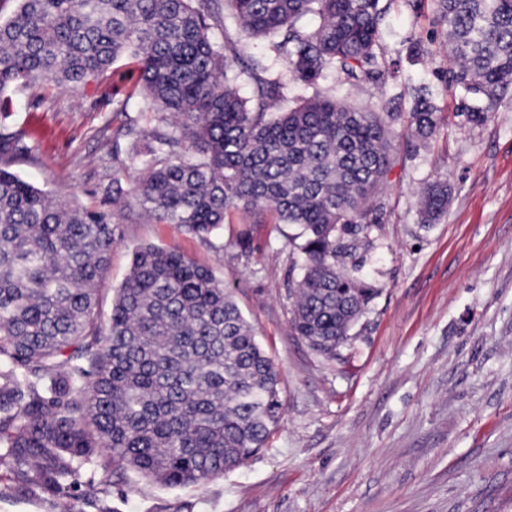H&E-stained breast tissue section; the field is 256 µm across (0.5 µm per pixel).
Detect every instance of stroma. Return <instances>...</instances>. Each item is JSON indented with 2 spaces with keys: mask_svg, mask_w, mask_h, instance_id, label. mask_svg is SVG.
I'll list each match as a JSON object with an SVG mask.
<instances>
[{
  "mask_svg": "<svg viewBox=\"0 0 512 512\" xmlns=\"http://www.w3.org/2000/svg\"><path fill=\"white\" fill-rule=\"evenodd\" d=\"M446 53L432 0H392L377 55L396 81L352 86L330 71L320 82L338 101L379 112L409 111L408 83H426L443 117L415 153L394 141L387 213L361 267L379 293L335 359L290 327L291 226L235 212L206 242L136 208L117 212L103 309L137 245L212 269L281 371L283 418L266 447L185 488L100 458L68 478L66 498L2 459L0 512H512V94L487 121L469 122ZM135 74L126 59L76 94L40 82L9 88L0 135L22 134L28 150L0 155V166L57 198L111 209L113 134ZM440 176L448 210L420 223L417 194Z\"/></svg>",
  "mask_w": 512,
  "mask_h": 512,
  "instance_id": "1",
  "label": "stroma"
}]
</instances>
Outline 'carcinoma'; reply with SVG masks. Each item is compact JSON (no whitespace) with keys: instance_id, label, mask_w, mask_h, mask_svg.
Returning a JSON list of instances; mask_svg holds the SVG:
<instances>
[{"instance_id":"1","label":"carcinoma","mask_w":512,"mask_h":512,"mask_svg":"<svg viewBox=\"0 0 512 512\" xmlns=\"http://www.w3.org/2000/svg\"><path fill=\"white\" fill-rule=\"evenodd\" d=\"M0 20V95L42 81L77 92L120 58L128 99L154 114L116 131L141 174L124 190L112 152V211L61 201L0 167V459L58 494L97 457L166 487L221 477L264 448L282 416L281 373L213 270L174 249H134L108 317L99 285L116 212L132 205L208 241L232 209L299 229L290 325L336 358L377 289L357 255L383 223L397 112L337 101L328 71L384 87L378 34L391 0H18ZM448 72L483 122L512 91V0H434ZM233 18L238 39L212 29ZM275 39L311 93L275 109L286 83L244 39ZM245 73L251 95L236 82ZM406 137L427 142L435 94L411 87ZM448 179L419 195L421 223L448 209Z\"/></svg>"}]
</instances>
